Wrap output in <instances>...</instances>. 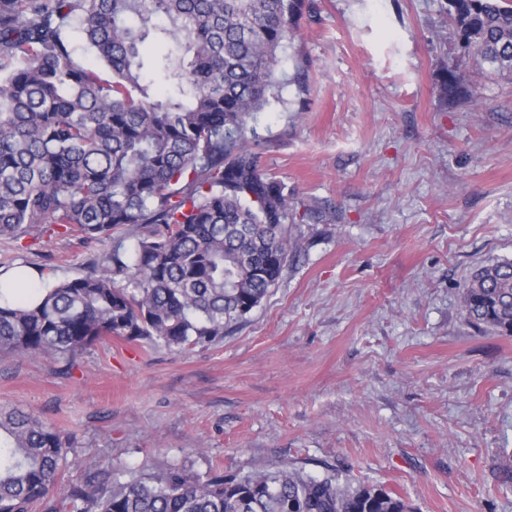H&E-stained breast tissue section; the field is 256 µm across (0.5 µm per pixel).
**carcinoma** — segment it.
Listing matches in <instances>:
<instances>
[{
  "label": "carcinoma",
  "instance_id": "cac0c4a2",
  "mask_svg": "<svg viewBox=\"0 0 512 512\" xmlns=\"http://www.w3.org/2000/svg\"><path fill=\"white\" fill-rule=\"evenodd\" d=\"M304 0H0V237L42 224L119 239L95 274L42 301L0 286V351L71 364L103 336L169 348L212 342L257 308L293 253L299 212L257 169L249 120L277 97L279 51ZM462 55L512 73V0H447ZM80 32L95 65L75 54ZM171 49L145 79L143 48ZM104 68L109 77L100 76ZM449 100L466 96L455 75ZM260 269L263 275L253 273ZM470 322L512 336V261L476 269ZM76 437L0 408V512H413L399 495L286 468L123 483L93 471L55 496Z\"/></svg>",
  "mask_w": 512,
  "mask_h": 512
}]
</instances>
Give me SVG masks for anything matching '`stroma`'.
<instances>
[{"label": "stroma", "instance_id": "stroma-1", "mask_svg": "<svg viewBox=\"0 0 512 512\" xmlns=\"http://www.w3.org/2000/svg\"><path fill=\"white\" fill-rule=\"evenodd\" d=\"M445 2L305 0L280 96L249 125L259 169L308 215L277 285L222 338L106 336L70 366L0 355V406L77 438L63 483L218 463L336 473L414 512H512V336L461 307L474 270L512 260V76L459 56ZM453 73L472 93L456 107ZM111 245L45 224L0 238V265L66 280Z\"/></svg>", "mask_w": 512, "mask_h": 512}]
</instances>
